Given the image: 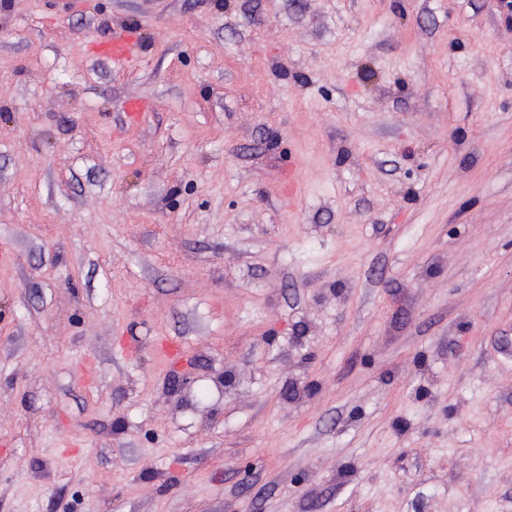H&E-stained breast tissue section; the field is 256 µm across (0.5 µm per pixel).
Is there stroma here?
Masks as SVG:
<instances>
[{"instance_id":"1","label":"stroma","mask_w":512,"mask_h":512,"mask_svg":"<svg viewBox=\"0 0 512 512\" xmlns=\"http://www.w3.org/2000/svg\"><path fill=\"white\" fill-rule=\"evenodd\" d=\"M0 512H512L502 0H0ZM99 55L112 63L115 69H125L133 57L131 39L121 33H115L98 47Z\"/></svg>"}]
</instances>
